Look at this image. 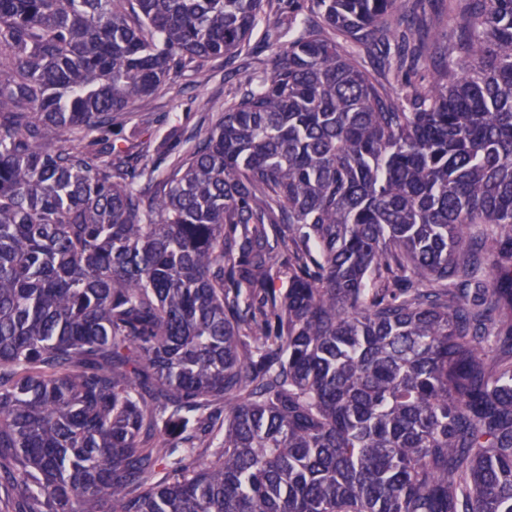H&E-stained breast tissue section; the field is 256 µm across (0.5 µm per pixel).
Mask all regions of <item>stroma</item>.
Wrapping results in <instances>:
<instances>
[{"label":"stroma","mask_w":512,"mask_h":512,"mask_svg":"<svg viewBox=\"0 0 512 512\" xmlns=\"http://www.w3.org/2000/svg\"><path fill=\"white\" fill-rule=\"evenodd\" d=\"M421 8L433 20L438 38L426 41L411 68L388 74L390 89L428 85L441 58L464 32V23L448 0H423ZM288 18V0H264L262 19L237 55L215 57L202 67L190 65L171 73L161 90L137 99L117 129L139 149L140 165L159 164L160 157L149 142L165 133L169 118H177L185 134H205L212 122L209 104L234 98L245 76L269 69L273 46L287 32Z\"/></svg>","instance_id":"stroma-1"}]
</instances>
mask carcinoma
<instances>
[{
	"instance_id": "carcinoma-1",
	"label": "carcinoma",
	"mask_w": 512,
	"mask_h": 512,
	"mask_svg": "<svg viewBox=\"0 0 512 512\" xmlns=\"http://www.w3.org/2000/svg\"><path fill=\"white\" fill-rule=\"evenodd\" d=\"M451 5L393 92L426 15L288 0L159 175L114 117L263 0H0V512H512V0ZM409 7H414L419 13L423 10L426 16L433 20L438 34V40H425L422 55L403 72L387 74L385 84L393 90H401L410 86L428 85L434 75V70L441 58L447 54L460 36L464 33V23L458 14L452 9L448 0H432L424 3L406 2ZM389 82V83H388Z\"/></svg>"
}]
</instances>
